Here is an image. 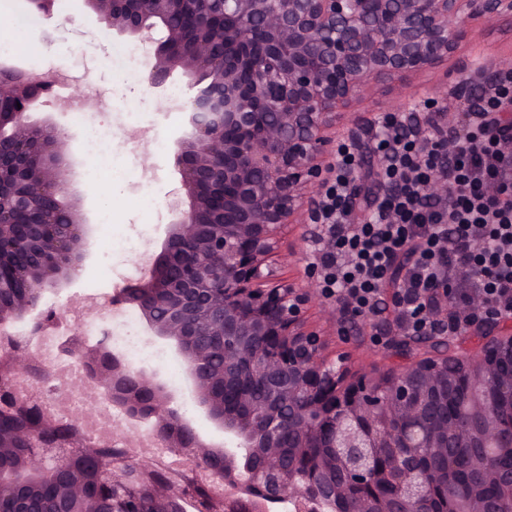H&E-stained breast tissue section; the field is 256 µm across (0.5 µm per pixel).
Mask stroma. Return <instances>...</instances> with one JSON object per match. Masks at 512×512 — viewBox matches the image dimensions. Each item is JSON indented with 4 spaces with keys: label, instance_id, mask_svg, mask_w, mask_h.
Here are the masks:
<instances>
[{
    "label": "stroma",
    "instance_id": "1",
    "mask_svg": "<svg viewBox=\"0 0 512 512\" xmlns=\"http://www.w3.org/2000/svg\"><path fill=\"white\" fill-rule=\"evenodd\" d=\"M22 42L27 43V51L15 52V45ZM153 57L149 43L105 28L83 0H56L49 14L36 10L30 0H0V63L35 75L44 61L53 60L78 72L79 80L65 84V93L80 99L93 120L112 129V166L99 168L86 155L84 127L74 124L54 104L52 95H45L31 110L32 119L51 120L69 135L78 160L72 184L96 225L80 274L38 301L39 309L57 311V332L80 331L70 312L72 304L110 296L114 283L143 272L148 258L160 248L170 219V194L177 186L171 150L187 130L186 113L170 111L168 94L175 91L186 96L188 83L177 77L166 93L151 90L147 78ZM481 62L498 68L512 66V20L478 27L447 64L434 72L401 84L376 81L360 109L376 115L402 111L447 91L461 65ZM392 295V290H385L379 313L354 318L347 335L332 336L331 349L351 352L360 364L380 371L392 368L395 358L384 343L372 339L376 327L394 318ZM133 333L156 352L155 358L142 361V368L167 385L175 408L205 440L222 442L223 433L199 408L175 350L149 336L143 318H136Z\"/></svg>",
    "mask_w": 512,
    "mask_h": 512
}]
</instances>
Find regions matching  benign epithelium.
I'll use <instances>...</instances> for the list:
<instances>
[{"label":"benign epithelium","mask_w":512,"mask_h":512,"mask_svg":"<svg viewBox=\"0 0 512 512\" xmlns=\"http://www.w3.org/2000/svg\"><path fill=\"white\" fill-rule=\"evenodd\" d=\"M113 32L154 39L148 84L179 72L189 129L173 165L183 195L160 251L122 304L135 306L152 336L174 343L196 401L224 431L207 443L172 406L155 377L116 354L103 336L65 355L100 397L150 426L157 445L218 465L205 477L130 448L74 431L55 408L20 390L43 377L17 322L37 334L52 312L37 311L49 288L69 281L94 233L79 199L68 197L67 136L30 120L47 83L0 68V454L25 448L0 468V512H37L30 489L57 487L55 512H95L83 485L62 484L63 461L85 446L99 458L100 498L120 512H512V473L494 459L512 453V317L459 330L404 336L389 329L403 360L378 375L328 351V332L308 312L312 289L280 277L274 257L285 228L302 239L322 225L320 189L343 144L359 154L367 119L351 104L379 79L432 70L475 32L474 23L512 18V0H86ZM192 17L186 28L174 23ZM492 68L457 73L451 99L481 104L476 81ZM471 449L469 476L452 477L450 449ZM497 492L495 500L485 490Z\"/></svg>","instance_id":"1"}]
</instances>
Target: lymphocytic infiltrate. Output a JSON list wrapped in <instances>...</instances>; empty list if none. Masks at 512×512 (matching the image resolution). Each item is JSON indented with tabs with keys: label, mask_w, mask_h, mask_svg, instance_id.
Wrapping results in <instances>:
<instances>
[{
	"label": "lymphocytic infiltrate",
	"mask_w": 512,
	"mask_h": 512,
	"mask_svg": "<svg viewBox=\"0 0 512 512\" xmlns=\"http://www.w3.org/2000/svg\"><path fill=\"white\" fill-rule=\"evenodd\" d=\"M479 110L459 112L461 144L446 149L442 114L429 113L423 137L399 134L400 117L389 113L373 149L382 159L375 180L383 197L365 199L363 217L349 219L347 175L355 161L342 150L339 172L323 196L327 240L319 250L323 294L354 315L376 313L379 289L396 290L398 328L418 336L456 331L488 316H512V68L496 72ZM447 194L431 197L433 179ZM447 288L449 308L433 301ZM482 306L472 311L470 299Z\"/></svg>",
	"instance_id": "obj_1"
}]
</instances>
